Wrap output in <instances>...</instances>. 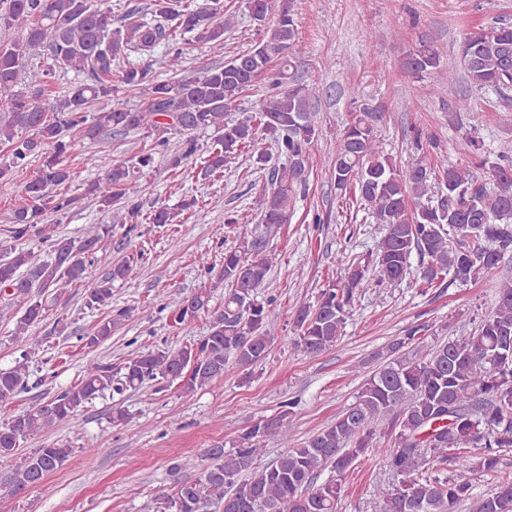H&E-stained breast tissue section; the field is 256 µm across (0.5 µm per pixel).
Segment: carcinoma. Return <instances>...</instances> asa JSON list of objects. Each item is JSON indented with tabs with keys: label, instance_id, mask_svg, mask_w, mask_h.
<instances>
[{
	"label": "carcinoma",
	"instance_id": "obj_1",
	"mask_svg": "<svg viewBox=\"0 0 512 512\" xmlns=\"http://www.w3.org/2000/svg\"><path fill=\"white\" fill-rule=\"evenodd\" d=\"M175 0H152L146 21L133 11L115 24L112 12L93 0H3L0 31H17L0 40V181L26 176V202L13 209L8 229L17 244L0 256V292L12 291L18 303L0 307V322L14 324V338L23 342L14 366L0 370V405L12 403L28 385L30 364L42 346L32 330L44 320L42 297L57 298L69 285L86 279L92 255L106 251L112 227L89 226L77 240L57 232L50 218L93 197L103 208L115 209L124 223L141 216L145 187L137 173L154 164V154L168 157L178 168L199 152L196 133L211 130L215 145L204 158V174L224 172L231 154L260 138L274 142L285 158L273 163L260 154L254 159L265 171L267 184L255 214L235 215L233 224H252L250 234L224 252V305L211 312L205 336L178 350L140 352L114 367L96 364L81 381L55 397L0 423V458L11 456L20 443L38 439L50 429L75 419L84 405L122 390H138L148 381L174 382L190 393L221 378L229 362L240 367L263 359L276 332L273 300L265 296L277 254L269 247L274 232L288 223L298 191L306 188L310 148L319 135L314 103L318 82L296 75L299 31L294 0H247L255 24L254 46L222 64L198 73L183 69V51L173 34L224 54V33L235 15H224L221 0L174 7ZM168 42L161 65L174 74L167 81L154 76L152 65L124 63L128 53L148 52ZM48 54L84 79L59 105L15 91L33 60ZM442 48L425 34L418 36L403 58L401 69L410 82L441 66ZM460 62L470 87L503 92L512 88V25L493 22L466 33ZM119 71L120 83L112 82ZM268 83L256 116L228 113L257 80ZM144 99L136 105L110 107L119 93ZM377 112H360L342 131L329 173L336 190L352 193L375 223L385 227L375 255L357 261L341 257L345 275L321 289L314 303L299 302L292 314L294 349L317 355L329 349L346 323L356 290L369 268L378 281L396 282L411 273L412 253L428 258L420 272L427 287L447 276L462 284L495 269L512 251V149L497 160L483 156L481 141L464 137L469 154L480 158L485 175L472 167L432 165L429 151L415 162L399 166L385 154L378 136ZM109 130L127 134L145 130L155 136V153L136 162L106 163L103 177L88 184L83 196H67L52 188L67 183L65 154L70 132L95 141ZM179 135L169 149L167 134ZM193 206L154 213L155 224H183V211ZM34 235L48 247L47 258L21 243ZM126 261L88 289L89 308L112 303V285L130 276ZM211 291L191 296L169 294L165 305L175 311V323L189 327L207 311ZM127 311L101 320L86 345L112 338ZM431 327L418 324L377 353L380 363L363 382L355 401L336 421L291 446V415L295 402L245 428L230 450L205 451L200 476L180 482L162 495L161 512H340L346 475L364 458L384 455L393 477L382 493V512H512V480L501 479L487 493L476 490L474 477L501 472L512 451V281L500 285L497 303L470 330L431 346ZM271 440L284 451L262 467L255 462ZM72 449H35L14 469L0 473V498H13L41 485L68 461Z\"/></svg>",
	"mask_w": 512,
	"mask_h": 512
}]
</instances>
